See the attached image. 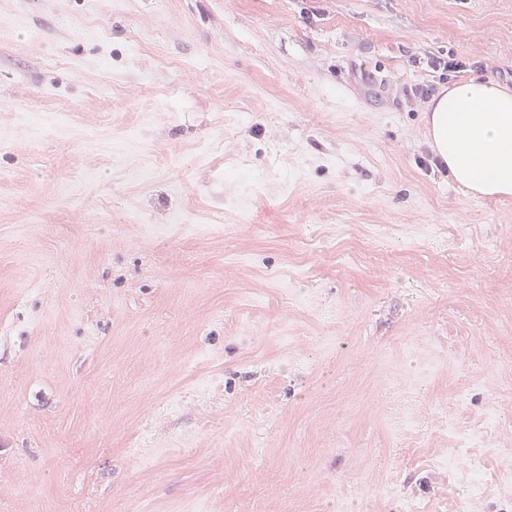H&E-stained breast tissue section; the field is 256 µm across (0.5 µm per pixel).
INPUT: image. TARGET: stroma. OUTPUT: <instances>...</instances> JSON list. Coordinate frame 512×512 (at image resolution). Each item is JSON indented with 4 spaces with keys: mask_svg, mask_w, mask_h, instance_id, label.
Wrapping results in <instances>:
<instances>
[{
    "mask_svg": "<svg viewBox=\"0 0 512 512\" xmlns=\"http://www.w3.org/2000/svg\"><path fill=\"white\" fill-rule=\"evenodd\" d=\"M474 76L512 0H0V512H512V197L407 101Z\"/></svg>",
    "mask_w": 512,
    "mask_h": 512,
    "instance_id": "1",
    "label": "stroma"
}]
</instances>
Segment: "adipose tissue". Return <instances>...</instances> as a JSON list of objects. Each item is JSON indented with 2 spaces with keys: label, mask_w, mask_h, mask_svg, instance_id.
Segmentation results:
<instances>
[{
  "label": "adipose tissue",
  "mask_w": 512,
  "mask_h": 512,
  "mask_svg": "<svg viewBox=\"0 0 512 512\" xmlns=\"http://www.w3.org/2000/svg\"><path fill=\"white\" fill-rule=\"evenodd\" d=\"M427 140L452 180L474 197H512V93L475 77L425 109Z\"/></svg>",
  "instance_id": "ef3b65f1"
}]
</instances>
